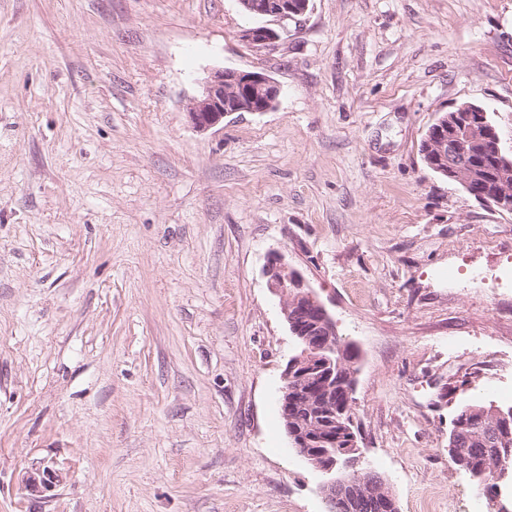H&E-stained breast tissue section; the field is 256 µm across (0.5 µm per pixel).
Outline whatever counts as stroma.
Returning a JSON list of instances; mask_svg holds the SVG:
<instances>
[{
	"mask_svg": "<svg viewBox=\"0 0 512 512\" xmlns=\"http://www.w3.org/2000/svg\"><path fill=\"white\" fill-rule=\"evenodd\" d=\"M256 23L238 0H0V512H325L281 418L275 251L359 353L354 422L398 512H468L448 432L512 406V214L420 145L469 102L512 150V0H310L271 50L241 40ZM223 67L279 103L197 131Z\"/></svg>",
	"mask_w": 512,
	"mask_h": 512,
	"instance_id": "obj_1",
	"label": "stroma"
}]
</instances>
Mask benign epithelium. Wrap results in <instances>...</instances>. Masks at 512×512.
Returning <instances> with one entry per match:
<instances>
[{
  "label": "benign epithelium",
  "mask_w": 512,
  "mask_h": 512,
  "mask_svg": "<svg viewBox=\"0 0 512 512\" xmlns=\"http://www.w3.org/2000/svg\"><path fill=\"white\" fill-rule=\"evenodd\" d=\"M239 3L256 18L279 23L296 22L309 9V0H302L298 6L292 0ZM241 38L256 49H272L280 35L266 25H256L243 30ZM280 94V86L265 72L217 68L208 73L202 93L191 101L188 117L193 128L208 131L223 124L229 113L275 109ZM490 139L495 142L497 158H503L499 136L485 110L464 103L438 118L436 132L425 139L423 156L431 169L467 188L472 181L486 176L477 157ZM493 199L499 210L512 213V189L500 179L496 180ZM265 276L269 287L283 300L282 313L289 331L304 344L302 352L287 363L280 387L281 416L292 447L323 472L336 471L339 463L350 471V476L332 478L322 487L325 500H341L351 510L369 487L382 495L381 512H392L396 500L381 477L366 479L358 469L361 452L358 436L352 429L356 369L351 368L342 379H336V354L344 352V347L336 345V322L309 289L305 277L289 267L282 254L271 255ZM303 397L324 403L329 415L324 421L326 434L289 416V409ZM338 453L342 456L340 460L336 459ZM57 480V470L46 465L28 474L26 483L37 491Z\"/></svg>",
  "instance_id": "1"
}]
</instances>
